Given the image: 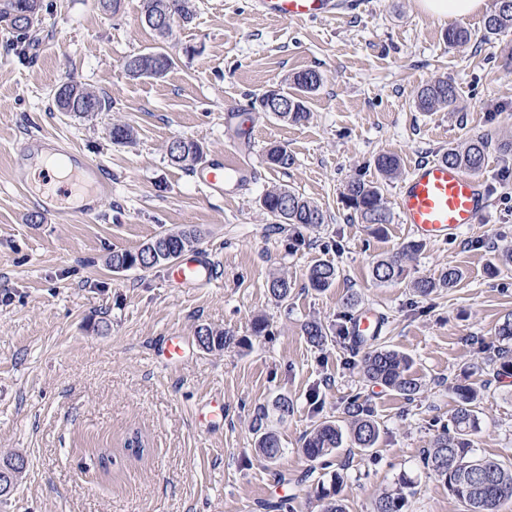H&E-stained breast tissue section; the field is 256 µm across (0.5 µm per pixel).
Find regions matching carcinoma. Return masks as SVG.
I'll use <instances>...</instances> for the list:
<instances>
[{
  "instance_id": "cac0c4a2",
  "label": "carcinoma",
  "mask_w": 512,
  "mask_h": 512,
  "mask_svg": "<svg viewBox=\"0 0 512 512\" xmlns=\"http://www.w3.org/2000/svg\"><path fill=\"white\" fill-rule=\"evenodd\" d=\"M41 9V0H0V24L26 37L35 23L20 24L16 16L27 10L37 13ZM157 11H163L184 23L191 22L194 17L192 0H143V13L152 14ZM506 28H512V0H495L494 9L485 18L484 30L488 34H496ZM137 57L159 62L158 68L141 73L143 77L162 78L175 64V58L163 47L139 53ZM322 81L323 76L317 70L308 69L296 74L292 86L281 89L283 94L296 103V110L276 112L274 118L292 124L307 122L310 118L308 96L321 86ZM70 95L73 96L70 111L78 115L82 114L81 103L85 99L96 101L102 111L109 108L105 98L76 82L71 84ZM456 101V87L446 79L436 81L416 95V105L424 112L450 108ZM491 148L492 135L477 133L470 136L463 145L448 149L443 159L478 173L483 168ZM202 155L201 145L186 139L181 140V144L169 153L172 163L188 170L198 165ZM267 162L274 167L288 169L294 164V157L286 148L273 146L268 150ZM375 165L385 180L394 178L400 168L398 158L393 155L378 156ZM341 197L347 209L353 212L354 218L365 225L368 231L381 233L385 230V225L390 223V213L379 185L357 175L343 185ZM261 203L274 219L273 228L276 231L286 225L299 233L303 229L324 224L327 220L319 205L285 186L267 191ZM198 242L199 235L194 230L161 233L134 251L112 252L109 264L115 272L134 268L148 269L178 259L192 250ZM403 273L402 259L398 255L379 259L372 267L373 280L378 284L396 281ZM336 277V266L328 262L312 265L307 274L310 287L316 290L331 287ZM461 277L458 269L450 268L437 278L423 276L415 279L412 288L420 295L427 296L438 288L453 287ZM269 291L277 300L284 301L288 299L291 284L284 277H275L269 284ZM304 331L307 339L314 345L324 346L329 341L326 328L317 321L305 324ZM197 336L210 337L204 345V349L208 351H220L234 343V337L228 333L207 326L200 328ZM495 336L500 346L492 360L494 373L499 378L511 377V313L498 324ZM378 339L377 335L362 336L353 343L354 350L362 353L360 371L363 379L411 399L421 387L419 378L412 371V360L404 353L380 345ZM454 391L458 396L457 408L451 414L448 424L435 435L432 446L423 450L424 466L447 485L451 495L466 507V512H496L502 501L512 500V466L506 467L499 462L482 458L473 448L472 436L479 429L476 411L479 387L473 382L458 383L454 386ZM344 414L347 416V427L325 419L305 434L302 452L309 461L327 467L330 459L345 448L351 452L355 449L366 451L376 446L380 427L367 405L355 397L345 404ZM253 431L256 434L257 452L262 459L272 461L281 455L280 439L264 427L263 415L256 418ZM344 478L343 472L334 470L329 473V481L320 480L312 488L313 496L320 503L321 512H345V506L336 499V485L342 483ZM411 485L412 480L407 476L398 478L394 488L378 497L375 512H403L406 501L404 490Z\"/></svg>"
}]
</instances>
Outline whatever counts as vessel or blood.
I'll return each instance as SVG.
<instances>
[{"instance_id":"vessel-or-blood-1","label":"vessel or blood","mask_w":512,"mask_h":512,"mask_svg":"<svg viewBox=\"0 0 512 512\" xmlns=\"http://www.w3.org/2000/svg\"><path fill=\"white\" fill-rule=\"evenodd\" d=\"M258 10L280 22L297 19L340 17L345 0H257ZM56 152L57 165L72 161L80 164L88 185V197L80 204L60 207L44 202L42 210L52 224H68L81 219L95 221L100 216V202L111 189L98 165L83 160L71 144L61 139L44 137L16 145L14 152L25 159L43 151ZM248 171L233 155L208 164L202 173V183L217 190L227 185H244ZM491 206V191L484 177L464 167L448 165L443 160H430L415 165L402 182L396 208L401 223L407 225L413 237L423 242H444L456 239L463 230L473 228ZM170 282L183 286L208 283L212 278L210 263L197 255L177 260L169 266Z\"/></svg>"}]
</instances>
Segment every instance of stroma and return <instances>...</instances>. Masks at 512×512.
I'll list each match as a JSON object with an SVG mask.
<instances>
[{
	"label": "stroma",
	"mask_w": 512,
	"mask_h": 512,
	"mask_svg": "<svg viewBox=\"0 0 512 512\" xmlns=\"http://www.w3.org/2000/svg\"><path fill=\"white\" fill-rule=\"evenodd\" d=\"M417 0H363L340 20L284 24L254 0H195L191 23L162 38L148 27L140 0L117 12L98 0H43L31 42L0 28V461L27 467L0 512H266L293 499L296 512H319L304 477L301 452L315 422L345 424L343 408L360 395L380 426L375 448L340 455L346 477L338 497L346 512H375L380 492L407 476L405 512H465L422 463L456 406L452 382L479 381L492 358L495 329L512 312V264L495 262L494 246L512 248V154L491 150L481 171L492 205L476 228L456 240L428 243L404 255L405 280L372 279L377 258L402 253L411 237L392 221L381 236L350 221L342 186L360 174L380 184L393 206L402 177L419 161L488 131L512 142V29L484 36L483 16L436 19ZM463 27L470 42L448 44ZM162 46L176 57L161 79L131 77L126 57ZM323 77L310 95L311 117L283 123L252 110L253 96L287 86L298 72ZM110 99L87 117L56 111L67 78ZM453 81L454 108L424 112L415 96L437 79ZM128 125L123 144L113 124ZM61 137L110 175L112 191L92 223L51 224L14 187V148L32 135ZM198 141L205 161L226 150L252 169L236 190L212 191L170 162L169 144ZM285 147L288 169L265 161ZM390 153L400 174L382 180L375 159ZM286 185L317 202L326 224L272 232L261 198ZM195 229L196 253L208 258L210 284L179 287L166 265L112 271L115 250H135L163 232ZM330 262L335 284L310 288L309 268ZM454 267L456 286L429 297L412 278ZM287 277L278 302L268 284ZM385 318L381 343L413 360L422 388L414 400L366 383L349 351L347 329L358 311ZM268 330L254 335L255 320ZM317 320L334 334L319 347L304 326ZM237 341L221 351L197 342L201 326ZM183 351L164 364V337ZM294 409L279 416L277 395ZM480 456L512 463V377L492 382L477 404ZM283 453L261 460L252 425L258 414ZM140 431L142 460L123 441ZM110 454L102 469L97 456Z\"/></svg>",
	"instance_id": "obj_1"
}]
</instances>
